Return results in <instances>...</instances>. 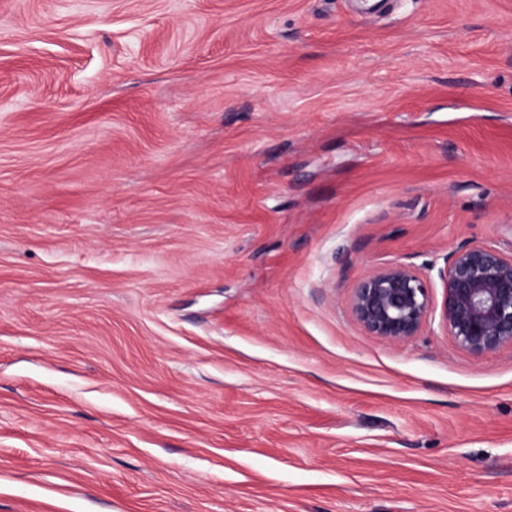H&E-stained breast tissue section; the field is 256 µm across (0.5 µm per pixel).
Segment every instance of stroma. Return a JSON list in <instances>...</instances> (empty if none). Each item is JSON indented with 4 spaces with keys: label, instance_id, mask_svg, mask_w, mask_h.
<instances>
[{
    "label": "stroma",
    "instance_id": "1",
    "mask_svg": "<svg viewBox=\"0 0 512 512\" xmlns=\"http://www.w3.org/2000/svg\"><path fill=\"white\" fill-rule=\"evenodd\" d=\"M512 251V0H0V512H512V345L367 335ZM351 308L365 333L403 343L419 333L436 302L427 278L395 263L371 270L359 281Z\"/></svg>",
    "mask_w": 512,
    "mask_h": 512
}]
</instances>
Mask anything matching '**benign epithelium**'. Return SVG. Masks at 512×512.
I'll return each mask as SVG.
<instances>
[{"instance_id":"benign-epithelium-1","label":"benign epithelium","mask_w":512,"mask_h":512,"mask_svg":"<svg viewBox=\"0 0 512 512\" xmlns=\"http://www.w3.org/2000/svg\"><path fill=\"white\" fill-rule=\"evenodd\" d=\"M439 277L443 294L437 303L431 282L409 265L370 271L354 289L355 321L371 336L403 343L438 307L442 327L462 348L484 354L512 344V253L462 245L450 253Z\"/></svg>"}]
</instances>
